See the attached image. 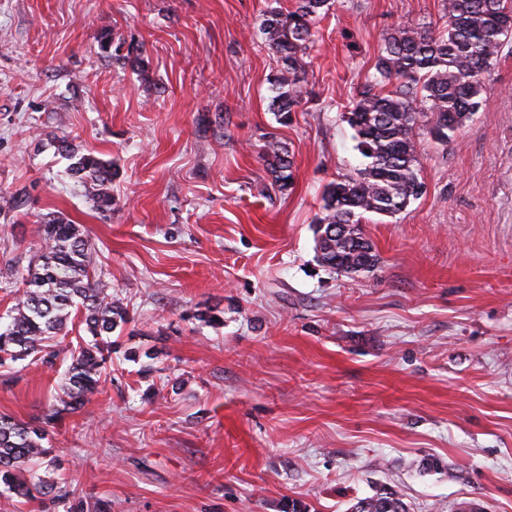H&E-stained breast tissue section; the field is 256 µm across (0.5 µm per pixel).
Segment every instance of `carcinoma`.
I'll return each instance as SVG.
<instances>
[{
  "label": "carcinoma",
  "mask_w": 512,
  "mask_h": 512,
  "mask_svg": "<svg viewBox=\"0 0 512 512\" xmlns=\"http://www.w3.org/2000/svg\"><path fill=\"white\" fill-rule=\"evenodd\" d=\"M330 8V0H295L291 9L270 7L260 33L276 56L279 70L270 81V109L288 119L302 102L310 67L313 28ZM446 22L441 30L398 26L383 38L374 72L361 86L346 112L354 130L355 148L366 160L355 175L329 184L317 224H347L339 239L316 240L317 261L349 278L375 266L373 244L365 237L367 214L393 216L425 193L419 173L417 138L427 134L448 141L482 106V92L501 47L512 40V0H443ZM101 51L117 63H130L145 73L141 50L116 42L107 31L98 37ZM58 153L68 161L67 175L90 194L93 207L112 211V162L87 152L63 135L55 138ZM261 158L281 189L288 187L293 161L287 146L268 140ZM36 232L43 249L22 278L24 288L7 320H0V368L31 355L45 363L56 358L45 351L49 341L66 335L72 312L91 340L71 353L61 377L55 404L38 423L0 414V484L31 500L55 494L56 485L26 465L54 467L52 449L43 445L49 429L100 393L107 363L112 360V333L127 322V309L112 288L96 275L92 249L80 225L59 214L44 217ZM350 512H407L395 495L379 493L357 500Z\"/></svg>",
  "instance_id": "carcinoma-1"
}]
</instances>
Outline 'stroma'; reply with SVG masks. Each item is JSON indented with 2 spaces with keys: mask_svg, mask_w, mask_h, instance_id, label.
Segmentation results:
<instances>
[{
  "mask_svg": "<svg viewBox=\"0 0 512 512\" xmlns=\"http://www.w3.org/2000/svg\"><path fill=\"white\" fill-rule=\"evenodd\" d=\"M272 1L0 0V202L30 195L27 215L0 211V315L50 212L80 224L129 313L101 394L51 431L67 497L0 488V512H347L384 492L512 512V44L483 109L448 142L420 135L427 192L366 217L379 262L351 279L314 237L324 188L364 164L343 113L385 33L441 29L442 0H331L285 123L259 32ZM105 30L142 45L145 74L105 57ZM62 135L116 169L110 213L65 175ZM271 136L293 157L283 192ZM84 335L55 366L0 368V413H46ZM132 349L157 352L152 373ZM261 158L273 177V183L280 189H286L293 175V161L287 146L272 138L263 146Z\"/></svg>",
  "mask_w": 512,
  "mask_h": 512,
  "instance_id": "35a3bbf8",
  "label": "stroma"
}]
</instances>
